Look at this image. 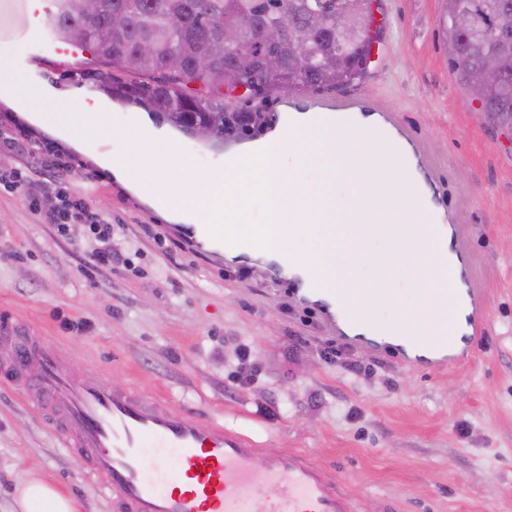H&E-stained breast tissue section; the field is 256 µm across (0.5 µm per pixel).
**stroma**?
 Masks as SVG:
<instances>
[{
  "label": "stroma",
  "instance_id": "obj_1",
  "mask_svg": "<svg viewBox=\"0 0 512 512\" xmlns=\"http://www.w3.org/2000/svg\"><path fill=\"white\" fill-rule=\"evenodd\" d=\"M370 55L343 96L396 113L400 124L448 162L427 185L447 218L465 225L489 327L471 359L440 371L409 366L399 346L347 342L327 310L272 276L262 258L214 252L190 228L164 219L67 144L82 120L85 73L67 64L41 71L34 124L40 151L0 148V316L51 344L82 375L116 389L192 410L250 436L260 448L308 455L354 500L356 512H512V134L492 125L453 70L441 0H375ZM26 0H0V55L26 49ZM325 94L279 90L256 100L224 94L230 110L261 108L262 140L292 110L319 113ZM69 168L54 175V162ZM34 170L32 195L7 187ZM64 192L112 223L111 267L94 266L97 243L84 225L66 233L43 223L33 200ZM424 302L400 289L389 302L355 300L349 312L377 325ZM247 348V384L237 351ZM35 385L0 379V512H16L15 490L36 467L86 512H114L84 479L85 460L36 408Z\"/></svg>",
  "mask_w": 512,
  "mask_h": 512
}]
</instances>
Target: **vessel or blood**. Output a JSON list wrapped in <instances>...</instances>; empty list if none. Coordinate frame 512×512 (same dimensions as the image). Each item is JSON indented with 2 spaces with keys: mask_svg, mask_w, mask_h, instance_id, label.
I'll return each mask as SVG.
<instances>
[{
  "mask_svg": "<svg viewBox=\"0 0 512 512\" xmlns=\"http://www.w3.org/2000/svg\"><path fill=\"white\" fill-rule=\"evenodd\" d=\"M31 4L34 19L27 49L15 66L35 82L42 64L80 63L89 50L51 30L52 0H31ZM371 125L396 137L398 145L409 146L418 170L435 169V162L393 113H372ZM448 233L459 286L451 329L467 340L410 345L406 361L432 370L464 362L468 339L481 336L487 328L482 293L473 280L472 256L456 225H449ZM347 307L343 301L336 308V332L356 339L361 324ZM29 372L56 408L69 447L85 456L89 476L117 503L119 512H354L335 479L306 455L261 453L250 438L223 424L200 425L190 410L82 379L50 347L18 342L10 320H0V373L21 387ZM171 457L178 462L173 473L167 467ZM261 487L274 488V495L256 497Z\"/></svg>",
  "mask_w": 512,
  "mask_h": 512,
  "instance_id": "b4317fda",
  "label": "vessel or blood"
}]
</instances>
